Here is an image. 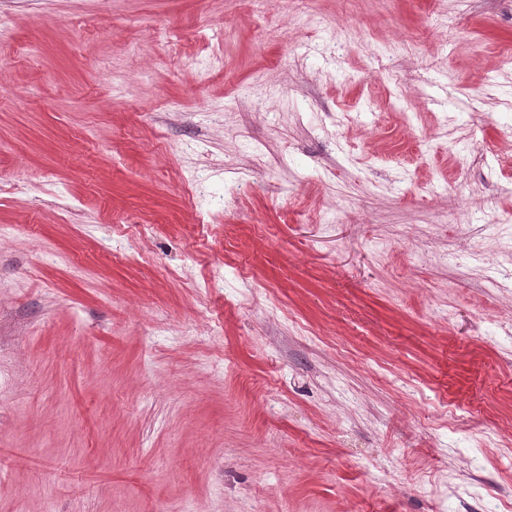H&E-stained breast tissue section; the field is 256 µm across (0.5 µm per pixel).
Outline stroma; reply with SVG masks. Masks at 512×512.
Listing matches in <instances>:
<instances>
[{
    "label": "stroma",
    "instance_id": "obj_1",
    "mask_svg": "<svg viewBox=\"0 0 512 512\" xmlns=\"http://www.w3.org/2000/svg\"><path fill=\"white\" fill-rule=\"evenodd\" d=\"M0 15V512H512V0Z\"/></svg>",
    "mask_w": 512,
    "mask_h": 512
}]
</instances>
